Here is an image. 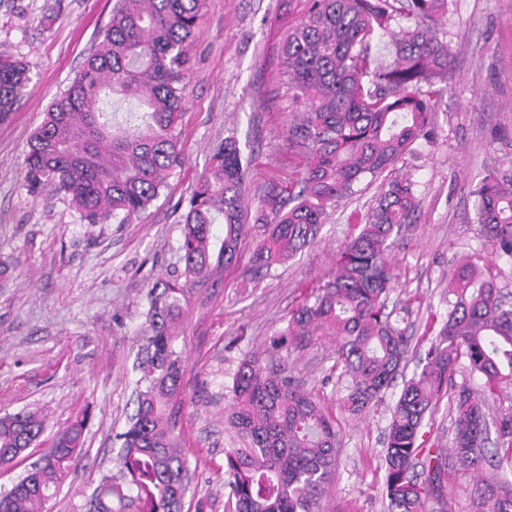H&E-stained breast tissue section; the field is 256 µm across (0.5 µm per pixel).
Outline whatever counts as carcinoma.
Masks as SVG:
<instances>
[{
    "instance_id": "1",
    "label": "carcinoma",
    "mask_w": 512,
    "mask_h": 512,
    "mask_svg": "<svg viewBox=\"0 0 512 512\" xmlns=\"http://www.w3.org/2000/svg\"><path fill=\"white\" fill-rule=\"evenodd\" d=\"M201 0H116L97 49L50 105L25 157L24 187L62 195L86 224L139 217L181 161L178 120L186 105L184 45L198 25ZM308 0L281 46L283 74L298 116L288 147L302 158L288 183L255 194L253 223L263 225L249 259L259 281L317 242L328 208L353 196L431 133L433 86L448 77L451 50L436 28L448 0ZM393 49L377 61L374 46ZM27 65L0 51V121L21 99ZM211 176L181 202L183 270L148 285L147 327L138 364L136 410L120 441L119 477H104L89 512H206L185 501L186 441L169 408L186 398L184 351L176 324L181 299L221 268L237 263L247 235L245 170L238 141L227 136L211 157ZM476 219L490 247L461 262L448 285V313L421 371L404 381L385 437L388 512L445 508L448 473L476 477L475 512H512V410L490 419L484 400L455 375L462 363L483 377V397L512 385V305L497 285V262L512 263V173L491 172L474 190ZM414 183H389L368 220L341 251L334 276L291 314L282 341L304 350L336 337L345 385L341 409L359 416L400 373L413 337L388 309L395 273L389 240L412 223ZM224 225L218 238L215 225ZM454 419L451 451H424L423 421L443 396ZM88 417L55 431L41 457L0 493V512H47L84 445ZM225 424L238 447L225 452L230 512H319L336 475L333 418L285 370L244 358L234 375ZM46 418L21 409L0 416V466L42 445Z\"/></svg>"
}]
</instances>
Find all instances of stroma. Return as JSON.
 <instances>
[{
  "instance_id": "1",
  "label": "stroma",
  "mask_w": 512,
  "mask_h": 512,
  "mask_svg": "<svg viewBox=\"0 0 512 512\" xmlns=\"http://www.w3.org/2000/svg\"><path fill=\"white\" fill-rule=\"evenodd\" d=\"M115 0H0V50L30 69L20 102L0 122V255L15 263L0 288V414L38 408L49 431L87 413L81 455L49 512H86L93 487L117 474L119 443L135 405L133 362L145 329L147 285L180 268L179 203L207 174L214 146L235 135L250 164L247 193L287 180L299 160L288 149L293 91L278 46L307 9L306 0H202L186 109L178 122L182 163L139 220L85 224L62 197L23 186L31 134L101 41ZM452 62L440 83L431 139L411 150L354 197L332 209L322 238L271 276L251 281L252 244L212 287L187 294L179 323L187 398L177 414L187 440L191 492L211 512H229L224 451L233 447L224 415L237 367L262 353L281 360L300 387L336 420V476L321 512H386L382 454L394 383L361 416L339 409L334 345L303 351L281 341L291 311L336 271V256L357 234L392 180L415 184L414 223L388 257L399 282L391 296L409 303L403 325L413 337L403 370L411 377L428 342V318L448 311V282L463 257L482 247L473 190L487 173L512 168V0H449L437 21Z\"/></svg>"
}]
</instances>
